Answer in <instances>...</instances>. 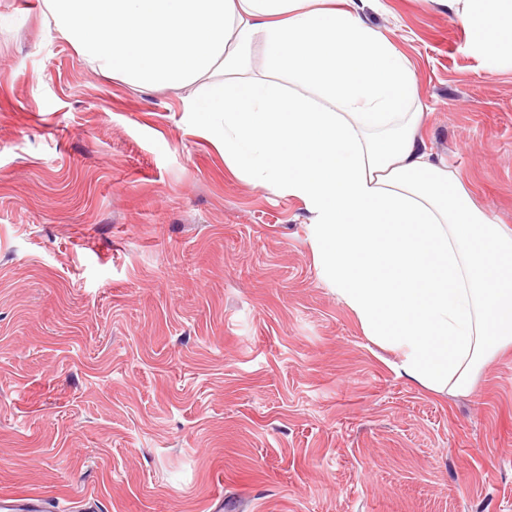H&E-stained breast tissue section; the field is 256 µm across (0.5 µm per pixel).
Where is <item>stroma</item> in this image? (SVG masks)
Listing matches in <instances>:
<instances>
[{"instance_id": "obj_1", "label": "stroma", "mask_w": 512, "mask_h": 512, "mask_svg": "<svg viewBox=\"0 0 512 512\" xmlns=\"http://www.w3.org/2000/svg\"><path fill=\"white\" fill-rule=\"evenodd\" d=\"M0 0V498L47 512H512V347L404 377L320 279L302 201L234 175L196 86L135 89ZM428 151L512 227V58L371 0Z\"/></svg>"}]
</instances>
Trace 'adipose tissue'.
<instances>
[{"mask_svg": "<svg viewBox=\"0 0 512 512\" xmlns=\"http://www.w3.org/2000/svg\"><path fill=\"white\" fill-rule=\"evenodd\" d=\"M481 54L512 55V0H439ZM59 38L131 87L198 85L194 129L234 173L301 200L321 278L395 370L470 391L512 344V228L434 160L407 58L350 0H43ZM267 74L246 78L254 45Z\"/></svg>", "mask_w": 512, "mask_h": 512, "instance_id": "obj_1", "label": "adipose tissue"}]
</instances>
